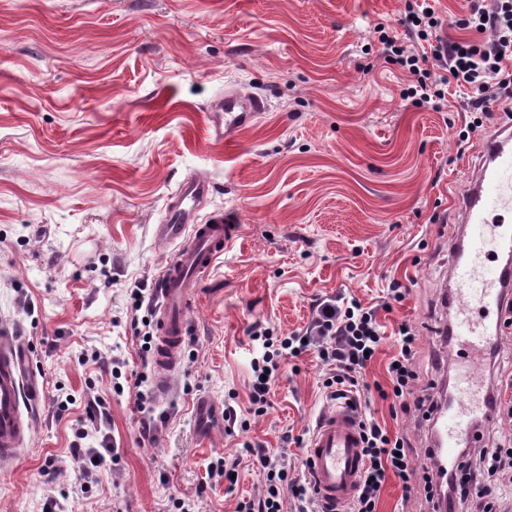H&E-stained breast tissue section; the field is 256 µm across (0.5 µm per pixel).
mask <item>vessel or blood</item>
<instances>
[{
	"instance_id": "obj_1",
	"label": "vessel or blood",
	"mask_w": 512,
	"mask_h": 512,
	"mask_svg": "<svg viewBox=\"0 0 512 512\" xmlns=\"http://www.w3.org/2000/svg\"><path fill=\"white\" fill-rule=\"evenodd\" d=\"M223 113L228 127L253 120L265 111L255 96L225 93L211 106ZM213 187L207 178L184 179L172 192L166 214L153 225L152 236L161 250L170 251L154 289L158 301L152 390L168 395L180 366V350L187 334V313L201 281L217 257L237 235V227L200 218ZM468 224L467 261L455 263L451 279L461 315L453 334L466 359V374L456 396L440 418V455L458 460V451L472 447L473 415L493 421L496 406L478 403L475 373L496 339L483 330L484 319L501 312L504 290L512 285V271L486 265L484 259L498 242L512 239V118H503L496 133L482 145L480 173L459 201ZM27 350L18 332L0 324V469L14 468L28 440L32 419L27 412L39 400L35 376L25 370ZM307 477L320 505L345 512L356 495L363 471L361 431L351 410L338 406L316 422L304 448Z\"/></svg>"
}]
</instances>
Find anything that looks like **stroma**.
I'll use <instances>...</instances> for the list:
<instances>
[{"instance_id": "1", "label": "stroma", "mask_w": 512, "mask_h": 512, "mask_svg": "<svg viewBox=\"0 0 512 512\" xmlns=\"http://www.w3.org/2000/svg\"><path fill=\"white\" fill-rule=\"evenodd\" d=\"M403 0H0V322L22 331L43 384L17 466L0 473V512H236L263 478L245 443L303 449L328 402L316 351L283 360L272 406L249 414L254 322L305 331L320 301L359 299L386 328L408 322L429 360L435 396L448 386L452 243L478 147L512 107V86L482 127L458 141L474 88L449 84L447 108L402 100L406 80L380 59L377 26L397 28ZM240 91L266 112L221 136L210 106ZM211 181L206 217L240 225L189 311L194 358L176 387L115 393L99 360L141 371L130 290L154 288L165 264L151 228L178 183ZM405 290L388 298L393 282ZM74 403L58 414L59 399ZM106 406L118 458L88 492L71 448L89 427L88 398ZM216 408L205 416L201 398ZM233 406L248 429L225 422ZM370 412L410 438L433 433L420 411ZM292 435L284 445V435ZM238 460L236 484L205 486L209 462ZM53 459L54 476L43 473Z\"/></svg>"}]
</instances>
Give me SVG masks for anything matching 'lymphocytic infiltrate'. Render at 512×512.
I'll use <instances>...</instances> for the list:
<instances>
[{
    "instance_id": "1",
    "label": "lymphocytic infiltrate",
    "mask_w": 512,
    "mask_h": 512,
    "mask_svg": "<svg viewBox=\"0 0 512 512\" xmlns=\"http://www.w3.org/2000/svg\"><path fill=\"white\" fill-rule=\"evenodd\" d=\"M404 35L378 27L377 42L381 56L409 74L411 82L401 97L417 105L429 104L441 109L450 82L474 87L480 96L475 108L491 112L497 102L494 86L512 84V0H494L484 5L475 0L468 17L460 22L461 29L478 33V40H448L441 33V20L419 0H405L399 19ZM397 352L387 366V386H370L363 372L371 355L377 354L385 340L378 321L377 309L362 306L354 300L340 306L333 301L320 302L310 326L302 333L274 335L272 330L254 326L251 340L262 349L260 358L252 364L254 380L250 402L254 414H263L270 405L271 380L282 359L296 358L316 350L330 373L323 381L325 397L345 403L359 418L362 430L364 471L355 499L347 512H376L381 490L390 477L402 484L404 503L418 507L434 503V477H441L448 487L452 502L475 500V512H499L500 493L495 485L512 482V448L492 442L491 446L475 449L464 465L465 479H458L456 470L439 471L432 452H425L422 469L413 465L414 450L406 435L391 433L374 417L368 416L365 403L370 393L381 400H404L411 397L415 406L434 412L436 402L422 394L423 370L418 338L408 323H400L395 331ZM77 446L72 450L74 474L80 488L97 480V474L118 454L109 442L100 448H84L80 442L85 432H77ZM264 477L260 495L238 504L237 512H284L285 496H292L297 512H319L308 482L293 478L285 456H272L265 448L249 447Z\"/></svg>"
}]
</instances>
